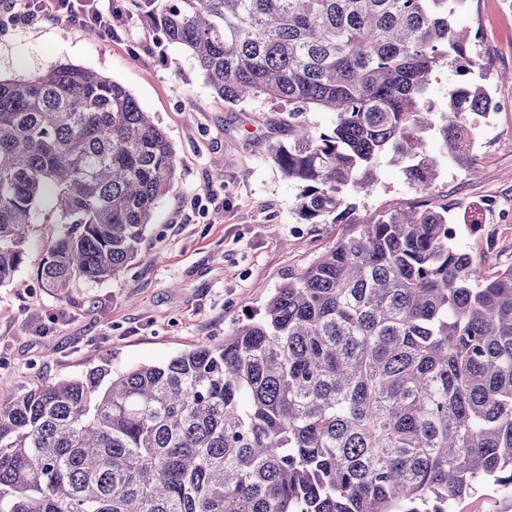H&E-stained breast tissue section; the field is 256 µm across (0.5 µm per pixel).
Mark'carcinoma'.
I'll return each mask as SVG.
<instances>
[{
	"mask_svg": "<svg viewBox=\"0 0 512 512\" xmlns=\"http://www.w3.org/2000/svg\"><path fill=\"white\" fill-rule=\"evenodd\" d=\"M466 0H141L215 94L288 108L271 157L311 224H356L224 339L162 364L0 402V512H448L512 489V268L449 238L452 207L355 223L383 156L429 193L478 172L496 104L454 16ZM464 79L434 112L432 76ZM336 115L328 132L301 116ZM433 137L439 150H427ZM174 151L120 83L73 64L0 79V287L42 203L66 230L38 269L64 298L141 255Z\"/></svg>",
	"mask_w": 512,
	"mask_h": 512,
	"instance_id": "carcinoma-1",
	"label": "carcinoma"
}]
</instances>
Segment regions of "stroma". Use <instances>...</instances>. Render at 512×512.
I'll return each mask as SVG.
<instances>
[{
  "label": "stroma",
  "instance_id": "1",
  "mask_svg": "<svg viewBox=\"0 0 512 512\" xmlns=\"http://www.w3.org/2000/svg\"><path fill=\"white\" fill-rule=\"evenodd\" d=\"M102 5L119 16L115 37L88 36L63 18L0 27V77L26 78L71 63L121 83L172 143V187L140 261L116 278L78 282L64 299L37 279L61 227L31 224L16 283L0 288L2 400L104 361L115 369L161 364L219 339L352 231L348 224L300 219V187L271 157L273 145L290 139L287 109L265 98L225 103L189 52L161 39L140 0ZM456 23L469 31L499 108L477 139L479 176L446 167L432 198L453 206L462 227L458 248L494 273L512 267V82L498 78L512 73V0H467ZM218 170L224 183L210 186ZM423 199L383 159L372 190L355 199L356 219Z\"/></svg>",
  "mask_w": 512,
  "mask_h": 512
}]
</instances>
